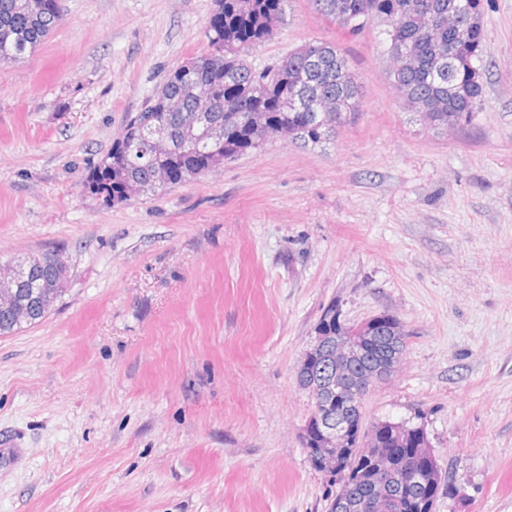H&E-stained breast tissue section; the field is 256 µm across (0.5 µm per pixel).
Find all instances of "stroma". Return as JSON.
Wrapping results in <instances>:
<instances>
[{
	"label": "stroma",
	"mask_w": 512,
	"mask_h": 512,
	"mask_svg": "<svg viewBox=\"0 0 512 512\" xmlns=\"http://www.w3.org/2000/svg\"><path fill=\"white\" fill-rule=\"evenodd\" d=\"M0 64V259L60 251L62 296L0 337V512H327L295 370L329 306L389 314L405 360L363 420L423 426L461 486L435 512H512V0H481L483 101L432 131L389 78L386 27L351 34L288 0L256 69L330 42L357 119L274 137L125 204L86 181L171 70L207 48L215 0H61Z\"/></svg>",
	"instance_id": "obj_1"
}]
</instances>
